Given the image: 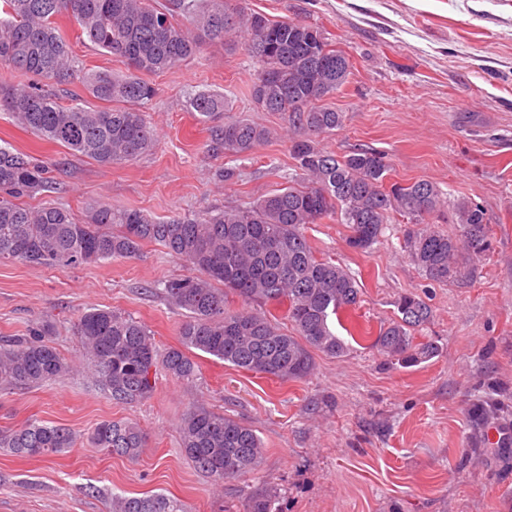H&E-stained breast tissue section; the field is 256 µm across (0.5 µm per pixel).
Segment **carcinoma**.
Listing matches in <instances>:
<instances>
[{"label": "carcinoma", "mask_w": 512, "mask_h": 512, "mask_svg": "<svg viewBox=\"0 0 512 512\" xmlns=\"http://www.w3.org/2000/svg\"><path fill=\"white\" fill-rule=\"evenodd\" d=\"M229 0H0V68L37 78L34 86L0 81V112L39 138L100 165L131 162L148 152L155 132L139 107L155 87L145 74L163 73L200 53L205 42L236 40L257 64L253 95L266 112L289 114L291 155L304 183L273 190L251 202L202 219L158 221L140 210L110 203L88 207L75 221L53 203L29 207L22 197L54 190L49 167L19 150L0 147V260H18L61 272L108 259H131L145 242L160 244L196 274L165 283L163 297L188 312L179 328L181 347L158 352L150 330L114 308L92 307L76 331L92 365L95 381L112 401L137 404L154 390L153 370L192 380L197 365L192 349L241 370L296 381L313 369L314 355L341 357L344 342L332 322L360 302L348 269L315 256L306 238L310 224L341 218L349 225V246L366 250L376 243L392 211L406 218L404 245L412 262L439 283L469 274L471 262L491 247L483 209L455 206L459 233L426 227L444 206L434 183L384 181L385 154L358 149L338 156L321 137L343 122L342 113L323 104L350 75L347 57L330 47L321 31L301 20H272ZM67 18L96 47L119 59L126 72L91 69L72 55L59 25ZM78 79L86 92L105 103L86 108L64 104L60 88ZM190 109L209 124L213 144L226 155H242L268 142L274 133L248 119L224 120V96L202 90ZM238 298L241 307L231 308ZM287 307L293 332L276 326L268 306ZM398 319L380 327L374 345L386 357L414 365L434 357L438 347L414 342L412 331L427 322L430 307L412 294L398 299ZM47 324L25 336L0 337V393L39 388L69 375L73 365L51 344ZM184 455L214 484L222 486L256 469L263 447L254 429L240 420L197 404L181 420ZM89 441L112 455L138 458L146 435L131 420L98 424ZM77 443L60 425L29 419L0 429V449L16 456L51 457ZM269 490L255 493L245 512H276ZM112 512H189L163 494L112 497Z\"/></svg>", "instance_id": "obj_1"}]
</instances>
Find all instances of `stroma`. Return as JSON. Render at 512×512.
Instances as JSON below:
<instances>
[{
    "label": "stroma",
    "instance_id": "obj_1",
    "mask_svg": "<svg viewBox=\"0 0 512 512\" xmlns=\"http://www.w3.org/2000/svg\"><path fill=\"white\" fill-rule=\"evenodd\" d=\"M273 20L317 27L350 63L347 83L328 98L343 124L322 144L339 155L383 152L388 179L430 181L446 203L434 227L454 234L453 206L479 205L492 246L471 275L437 283L408 257L402 217H394L364 251L347 244L346 225H310L316 255L357 280L360 302L344 326L353 334L340 358L316 354L311 373L284 383L245 372L210 355L194 356L193 381L157 373L150 398L124 407L98 388L75 323L91 307L116 308L151 331L158 350L179 344L182 310L159 290L187 275L162 246L143 244L133 259L66 272L0 261V336L51 327L53 345L77 373L41 388L0 395V429L36 418L78 434L53 457L0 450V512H111L113 495L162 493L189 512H244L259 488L278 512H512V449L488 442L512 431V0H246ZM256 66L235 43L207 44L200 54L151 76L156 96L143 107L155 142L135 161L102 166L69 154L18 127L0 112V146L47 162L62 189L54 202L76 220L106 201L158 220L232 209L281 188L295 162L288 116L259 109ZM220 93L227 118L252 120L278 138L251 155L211 151L210 136L188 101ZM238 176L224 181V168ZM405 294L425 301L430 319L417 341L435 357L414 366L374 347L381 325L398 315ZM501 411L475 424L474 405ZM230 414L255 430L264 453L251 473L215 485L181 451L179 424L194 404ZM136 420L147 446L130 460L87 439L101 422Z\"/></svg>",
    "mask_w": 512,
    "mask_h": 512
}]
</instances>
